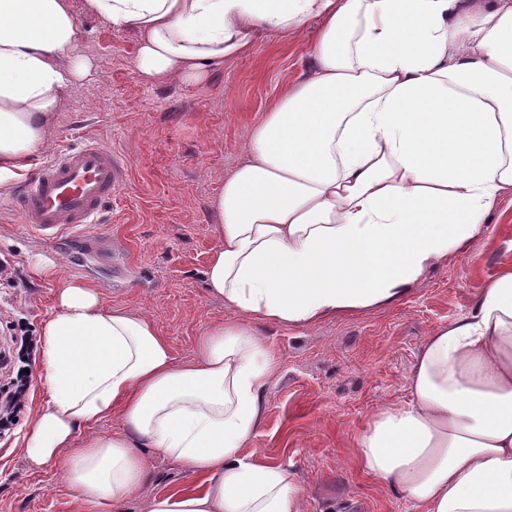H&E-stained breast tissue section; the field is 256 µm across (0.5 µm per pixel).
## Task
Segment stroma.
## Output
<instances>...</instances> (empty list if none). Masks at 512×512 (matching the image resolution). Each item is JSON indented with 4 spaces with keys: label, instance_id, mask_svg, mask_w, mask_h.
Segmentation results:
<instances>
[{
    "label": "stroma",
    "instance_id": "1",
    "mask_svg": "<svg viewBox=\"0 0 512 512\" xmlns=\"http://www.w3.org/2000/svg\"><path fill=\"white\" fill-rule=\"evenodd\" d=\"M70 4L80 32L68 63L79 74L31 163L91 136L122 159L126 181L95 227L100 247L88 258L73 239L48 250L25 230L13 193L0 194V258L16 268L14 280L0 279V312L41 326L56 310L59 288L81 282L107 306L150 319L187 361L211 325L234 318L204 281L219 244L212 202L242 161L253 126L301 76L307 44L274 34L204 80H150L135 69V34L88 14L85 0ZM509 265L512 191L469 255L438 264L403 302L303 330L261 326L272 372L247 454L295 473L305 490L302 512H414L402 495L358 471L355 438L369 415L407 402L429 332L466 312ZM44 395L31 380L18 428L0 439V512H87L53 466L32 469L22 454L23 428ZM197 482L174 461L151 458L124 512H146L153 498Z\"/></svg>",
    "mask_w": 512,
    "mask_h": 512
}]
</instances>
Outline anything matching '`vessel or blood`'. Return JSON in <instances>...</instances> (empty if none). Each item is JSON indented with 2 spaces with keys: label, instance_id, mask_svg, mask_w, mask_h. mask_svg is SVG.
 Instances as JSON below:
<instances>
[{
  "label": "vessel or blood",
  "instance_id": "1",
  "mask_svg": "<svg viewBox=\"0 0 512 512\" xmlns=\"http://www.w3.org/2000/svg\"><path fill=\"white\" fill-rule=\"evenodd\" d=\"M125 182V168L96 139L59 152L18 188L21 221L45 239L72 231L93 242L90 226Z\"/></svg>",
  "mask_w": 512,
  "mask_h": 512
}]
</instances>
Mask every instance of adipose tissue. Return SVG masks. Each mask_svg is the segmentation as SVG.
I'll return each mask as SVG.
<instances>
[{
    "label": "adipose tissue",
    "instance_id": "obj_1",
    "mask_svg": "<svg viewBox=\"0 0 512 512\" xmlns=\"http://www.w3.org/2000/svg\"><path fill=\"white\" fill-rule=\"evenodd\" d=\"M137 35L136 70L198 80L263 35L316 29L303 75L253 127L213 203L210 295L233 322L177 361L147 318L69 283L40 336L48 397L22 435L88 504L123 512L156 453L199 478L148 512H300L244 452L271 361L257 326L303 329L406 298L465 256L512 190V0H86ZM80 31L67 0H0V193L44 149ZM406 404L355 439L360 473L420 512H512V267L432 329ZM119 415L124 429L83 430Z\"/></svg>",
    "mask_w": 512,
    "mask_h": 512
}]
</instances>
